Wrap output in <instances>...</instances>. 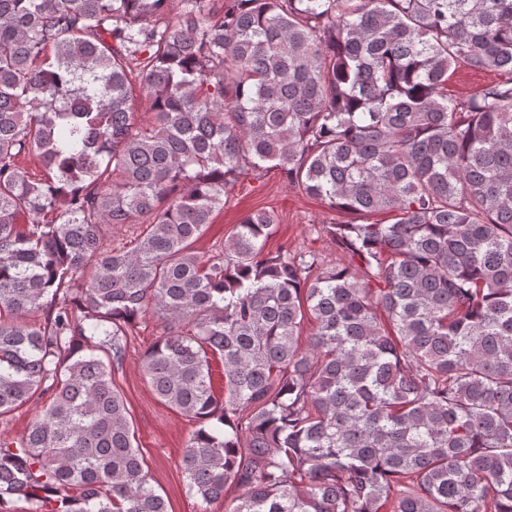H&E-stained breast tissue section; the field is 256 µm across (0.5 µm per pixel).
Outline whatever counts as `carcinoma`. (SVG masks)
I'll use <instances>...</instances> for the list:
<instances>
[{
    "label": "carcinoma",
    "mask_w": 512,
    "mask_h": 512,
    "mask_svg": "<svg viewBox=\"0 0 512 512\" xmlns=\"http://www.w3.org/2000/svg\"><path fill=\"white\" fill-rule=\"evenodd\" d=\"M169 2L0 0V415L49 395L0 512H169L112 382L148 317L202 512H512V0ZM244 158L348 262L265 210L196 252ZM491 75L488 73H474L469 70H457L453 80L448 85V94L455 96L469 94L484 85Z\"/></svg>",
    "instance_id": "cac0c4a2"
}]
</instances>
